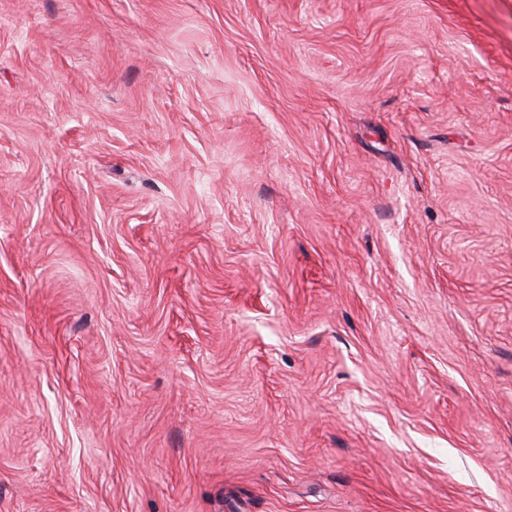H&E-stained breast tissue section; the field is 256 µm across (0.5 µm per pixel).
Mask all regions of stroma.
<instances>
[{
  "label": "stroma",
  "mask_w": 512,
  "mask_h": 512,
  "mask_svg": "<svg viewBox=\"0 0 512 512\" xmlns=\"http://www.w3.org/2000/svg\"><path fill=\"white\" fill-rule=\"evenodd\" d=\"M0 512H512V0H0Z\"/></svg>",
  "instance_id": "stroma-1"
}]
</instances>
